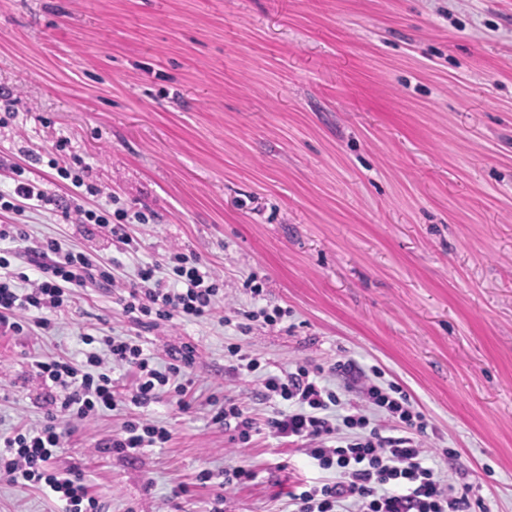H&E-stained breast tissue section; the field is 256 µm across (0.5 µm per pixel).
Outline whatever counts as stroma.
I'll use <instances>...</instances> for the list:
<instances>
[{"instance_id":"obj_1","label":"stroma","mask_w":512,"mask_h":512,"mask_svg":"<svg viewBox=\"0 0 512 512\" xmlns=\"http://www.w3.org/2000/svg\"><path fill=\"white\" fill-rule=\"evenodd\" d=\"M62 139L86 183L148 216L141 248L58 212L25 213L32 235L119 258L121 277L195 252L224 300L217 318L148 332L118 288L94 287L50 332H0V430L42 421L30 365L82 360L84 335L140 337L162 362L190 345L192 409L147 411L165 447L112 452L126 413L106 410L76 422L57 466L79 469L103 512H209L220 494L224 512H284L318 470L211 422L215 396L273 410L226 369L238 343L271 371L349 361L399 384L469 512H512V0H0V191L14 163L55 188ZM258 305L288 315L224 324ZM239 464L259 472L244 488L197 479ZM0 512L63 504L0 480Z\"/></svg>"}]
</instances>
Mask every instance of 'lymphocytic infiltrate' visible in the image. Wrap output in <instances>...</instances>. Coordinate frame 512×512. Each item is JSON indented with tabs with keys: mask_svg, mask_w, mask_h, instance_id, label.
Returning <instances> with one entry per match:
<instances>
[{
	"mask_svg": "<svg viewBox=\"0 0 512 512\" xmlns=\"http://www.w3.org/2000/svg\"><path fill=\"white\" fill-rule=\"evenodd\" d=\"M77 157L58 143L51 166L64 180L67 197H59L43 184L14 167L13 187L0 191V211L18 215L47 208L62 212L68 223L91 225L103 236L136 247L132 223H145L143 214L128 215L91 205L98 190L86 185L73 170ZM25 259L30 273L15 271L13 260ZM118 262L99 254L64 245L56 238H34L25 225L0 224V331L22 336L30 326L52 329L55 316L68 312L75 293L98 284L112 283ZM221 278L193 254L175 252L140 263L124 286L119 302L126 315L142 328L162 322L195 321L210 317L220 294ZM85 359H36L32 367L42 381L44 422L7 432L0 431V479L26 488L42 484L64 502L65 512H99L98 500L89 495L81 472L54 465L62 453L69 424L123 404L146 408L168 396L179 410H187V371L195 361L193 347L172 354L157 365L133 337L106 334L83 339ZM229 369L257 376L265 397L275 409L264 424L233 397L225 398L211 417L234 438L248 442L259 428L271 438L300 445L301 451L322 472L314 483L298 484L288 493L289 512H467V491L448 483L426 443L429 427L409 395L394 384L382 386L353 364L299 365L273 373L260 358L240 345L226 348ZM129 370L133 387L128 398L112 390L114 367ZM356 379L361 402L345 396L346 389L329 382L330 376ZM385 414L399 433L382 435L372 426L370 411ZM170 431L144 417L124 421L112 437L113 450L127 455L167 443Z\"/></svg>",
	"mask_w": 512,
	"mask_h": 512,
	"instance_id": "lymphocytic-infiltrate-1",
	"label": "lymphocytic infiltrate"
}]
</instances>
